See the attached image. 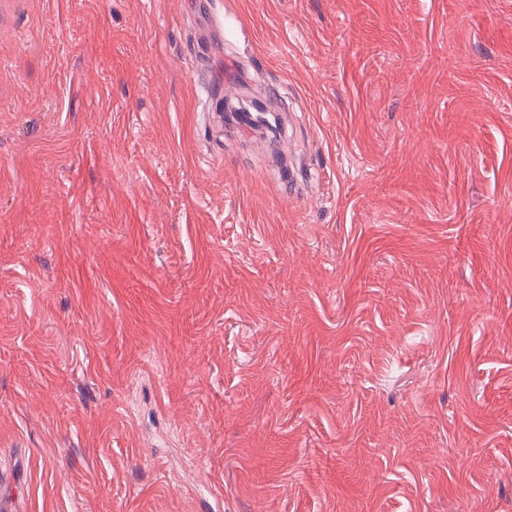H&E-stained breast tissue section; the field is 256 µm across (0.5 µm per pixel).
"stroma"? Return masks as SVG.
<instances>
[{
	"mask_svg": "<svg viewBox=\"0 0 512 512\" xmlns=\"http://www.w3.org/2000/svg\"><path fill=\"white\" fill-rule=\"evenodd\" d=\"M0 500L512 512V0H18Z\"/></svg>",
	"mask_w": 512,
	"mask_h": 512,
	"instance_id": "obj_1",
	"label": "stroma"
}]
</instances>
